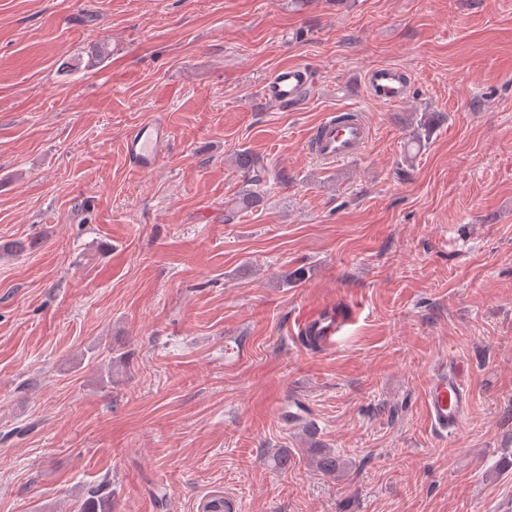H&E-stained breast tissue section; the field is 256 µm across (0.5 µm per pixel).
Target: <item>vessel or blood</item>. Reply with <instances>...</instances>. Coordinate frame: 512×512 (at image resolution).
Masks as SVG:
<instances>
[{"label":"vessel or blood","mask_w":512,"mask_h":512,"mask_svg":"<svg viewBox=\"0 0 512 512\" xmlns=\"http://www.w3.org/2000/svg\"><path fill=\"white\" fill-rule=\"evenodd\" d=\"M310 72L303 65L279 67L268 78L262 95L264 99L281 104H296L309 82ZM365 84L370 95L384 104H398L407 97V75L395 65H382L368 72ZM170 138L168 128L157 121H147L131 130L125 138V150L133 164L140 169L155 168L161 151ZM369 140V129L360 120L348 126H337L335 119L322 122L314 137V155L328 162L357 156ZM343 316L327 308L305 316L302 327L314 331L322 348L334 345ZM426 401L431 421L439 432L453 431L461 424L468 407L469 394L459 369L435 370L429 380Z\"/></svg>","instance_id":"obj_1"}]
</instances>
